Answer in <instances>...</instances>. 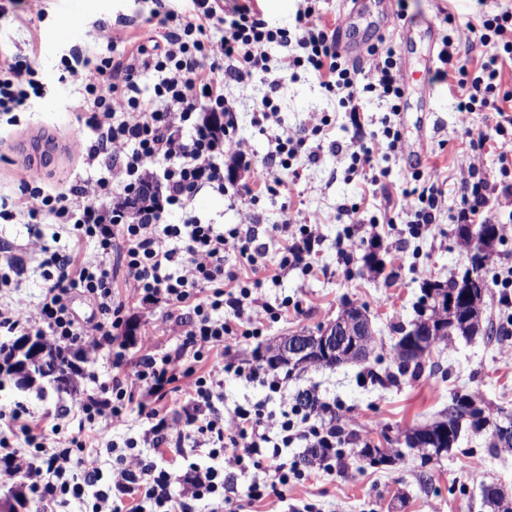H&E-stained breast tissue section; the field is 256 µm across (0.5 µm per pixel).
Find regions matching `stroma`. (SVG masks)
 Returning <instances> with one entry per match:
<instances>
[{"instance_id": "stroma-1", "label": "stroma", "mask_w": 512, "mask_h": 512, "mask_svg": "<svg viewBox=\"0 0 512 512\" xmlns=\"http://www.w3.org/2000/svg\"><path fill=\"white\" fill-rule=\"evenodd\" d=\"M161 6L181 14L193 8L191 0H47L43 17L11 14L0 18V68L14 55L35 53L37 78L44 86L42 96L31 98L16 121L0 118V197L18 193L32 143L43 136L58 146L50 160L40 165L46 185L66 191L98 173L70 149L74 132H81L89 141L95 135L81 127L71 108L81 89L61 78L62 60L72 47L66 22L74 18L81 22L84 37L79 46L93 57L102 51L96 38V27L102 23L117 29L130 46L162 40L165 31L154 16ZM474 12L473 0H407L403 20H386L371 13L354 19L359 40L369 45L385 36L412 69L431 79L433 87L428 99L420 82L409 81L407 97L395 118L403 149L387 160L388 174L376 182L350 172L351 159L345 150L354 135L350 115L312 74L302 72L274 84L258 76L226 84L224 93L235 109L237 135L247 145L251 167L268 162L276 136L306 128L313 115H329L331 125L321 138L318 159L312 162L303 156L294 161L292 169H297L299 176L280 195L265 194L259 201H250L241 193L242 184L250 179L249 169L236 167L234 158L228 156L224 164L234 173L224 193L202 190L190 206L201 221L227 228L240 224L245 211L255 210L260 217L259 224L251 228L257 250L255 265H248L234 252L225 254L224 265L244 278L259 272L265 283L253 295L274 312L264 315L261 336L240 337L233 344L220 397L215 401L225 414L258 404L278 421L295 404L297 394L307 391L349 419L371 445L378 446L384 439H397L406 430L440 420L457 393L477 394L492 411L512 413V302L504 303L501 288L493 283L484 298V316L497 331V339L455 337L440 343L427 357L418 378H404L381 388L372 385L363 366L356 363L331 370L311 366L295 373L282 367L277 371L282 386L274 392L261 380L242 375L243 370L265 366L270 346L280 337L317 332L336 320L350 303L365 308L372 321L377 370L392 367L396 328L416 319L424 280L445 282L467 267L469 255L454 232L459 183L472 165L487 180H499L501 150L493 141L482 153L470 149L464 127L491 130L494 115L476 112L461 117L455 110L458 91L447 82L434 80L428 51L443 47L448 32L445 15H453L463 25L473 20ZM268 95L279 107L278 120L262 124L258 111ZM417 169L439 171L443 202L435 223L413 235L401 199ZM344 204L359 205L357 225H350L342 215ZM313 212L320 217L315 232L321 239L313 270L280 269L281 237L272 232V225L281 223L287 213L299 223ZM351 230L359 246L345 261L337 253V243ZM29 233L23 218L0 222V256H11L16 268L11 287L0 290V302L30 307L41 298L45 268L40 257L26 247ZM375 239L383 243L380 257L385 270L380 274L369 272L362 262ZM422 267L428 269V277L419 276ZM165 315L163 304L138 298L130 301L128 326L119 335L129 361L141 357L144 335L153 336L156 353L180 344V336ZM111 363L104 352L83 363L84 376L73 393L50 388L23 391L4 381L0 384V409L7 411L21 402L34 422L50 423L72 401L103 399L100 386L115 374ZM158 408L169 433L183 438L180 446L163 450L165 464L176 477L172 493L178 500L192 502L195 512H483L480 483L494 481L512 487V449L490 454L483 435L466 425L457 445L430 466L426 480L420 475L417 456L405 448L392 465L372 467L353 457L343 468L304 467L302 477L291 481L281 495H270L260 503L250 502L249 487L264 481L265 475L249 464L227 476L223 502H194L190 495L195 467H220L224 460L211 458L203 449L193 450L191 441L185 440L187 423L195 413L192 402L170 396L160 401Z\"/></svg>"}]
</instances>
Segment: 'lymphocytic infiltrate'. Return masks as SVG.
<instances>
[{"mask_svg":"<svg viewBox=\"0 0 512 512\" xmlns=\"http://www.w3.org/2000/svg\"><path fill=\"white\" fill-rule=\"evenodd\" d=\"M293 29L270 26L256 0H193L190 14H164L162 43L137 45L117 52L120 35L106 25L96 30L98 41L107 48L97 58L73 49L63 61L65 81L83 89L75 102L86 127L96 135L94 142L78 140L74 150L86 164L107 158L115 170L107 175L80 181L69 191L52 193L44 180L27 175L12 201L0 199V220L21 216L28 223H41L52 216L56 223L69 225L77 241H93L98 260L81 258L79 250L60 253L51 250L41 232H33L29 248L44 254L48 268L39 303L31 309L0 307V333L36 334L64 349H84L97 353L112 351V366L119 376L102 385V401H79L73 415L80 430L60 438V425L52 433L58 441L46 445L42 434L33 431L30 413L23 404L0 411V457L26 474L34 494L63 505L68 497H90L91 512H124L113 491L138 493L134 512H176L172 494L173 472L164 464L147 461L136 453V441L113 446L112 466L103 470L97 455L89 450L83 426H91L97 436L124 425L129 405H138L141 414L152 419L150 444L160 447L168 440L166 428L157 424L155 401L177 393L193 401L198 413L189 423L194 445L220 456L227 468L252 460L263 469L266 480L253 484L251 499L277 493L291 478L295 467L282 459V448L294 440H312L314 447L331 445V429L311 421L301 407H293L282 421L266 419L262 406L240 408L223 414L214 405L216 389L224 379V360L231 354L226 341L249 331L258 335L254 315L247 308L253 302V287L261 279L244 285L237 271L225 269L224 256L235 252L251 256V237L241 227L226 231L202 223L185 209L200 190L224 188V156L244 157L245 142L237 137L235 123L227 119L230 107L224 86L252 77L278 73H313L326 92L347 108L356 97L372 93L385 101L388 114L381 130L358 132L348 150L351 171L381 177L382 163L400 152L402 135L393 121L405 96L403 77L392 46H366L363 62L350 61L336 44V33L320 21L318 0H296ZM477 24L467 25L457 36L445 37L439 53V77L456 84L460 114L493 112L492 132L465 128L471 149L485 147L491 136L512 144V83L504 79L512 68V6L499 0H478ZM222 34L212 38L214 25ZM475 39L494 51L478 61L460 57L457 40ZM282 43L286 52L271 59L269 47ZM163 78L151 97H144L139 76L147 69ZM34 58L14 56L7 75L0 79V112L19 111L30 97L41 96ZM330 125L328 116L313 117L309 134L280 136L275 153L293 160L318 157L315 138ZM159 169L148 172L149 164ZM412 188L402 193V208L412 217L411 230L419 232L434 223L442 203L437 173L413 172ZM460 209L457 223L481 219L494 195L512 199V182L490 184L470 170L458 189ZM186 214L179 224L167 223L173 211ZM317 214H309L299 232L287 225L278 230L284 241L280 268L300 266L311 269L310 257L316 235L312 226ZM82 294L97 311L95 318L81 320L70 307L73 294ZM154 298L169 309L188 307L192 317L184 322L183 341L174 351L146 353L133 366L116 348L125 312L132 298ZM230 309L233 320L222 316ZM25 436L34 449L23 455L13 446L14 438Z\"/></svg>","mask_w":512,"mask_h":512,"instance_id":"1","label":"lymphocytic infiltrate"}]
</instances>
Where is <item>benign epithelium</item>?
<instances>
[{
  "label": "benign epithelium",
  "instance_id": "benign-epithelium-1",
  "mask_svg": "<svg viewBox=\"0 0 512 512\" xmlns=\"http://www.w3.org/2000/svg\"><path fill=\"white\" fill-rule=\"evenodd\" d=\"M461 235L468 241L470 256L477 259L483 257L492 244V234L485 224H464ZM486 282L481 275L479 263L470 266L467 274V296L473 306L480 305ZM435 297V309L442 317L456 313V295L448 294L440 289ZM373 335L372 325L364 312L355 306L346 307V312L334 322L324 327L316 334L294 333L278 341L275 354L281 365H301L316 360H331L334 358L357 357L358 362L369 357L367 338ZM434 335L433 322H426L421 329H416L412 335L404 337L400 349L410 355L425 356L432 351ZM23 349L29 350L28 359L22 361L24 371L35 376V371L41 368L42 347L35 343L31 336L20 341ZM408 448H433L432 458L442 456L450 451L454 441L448 439L447 429H442L436 435L432 429H427L417 437L402 440Z\"/></svg>",
  "mask_w": 512,
  "mask_h": 512
}]
</instances>
